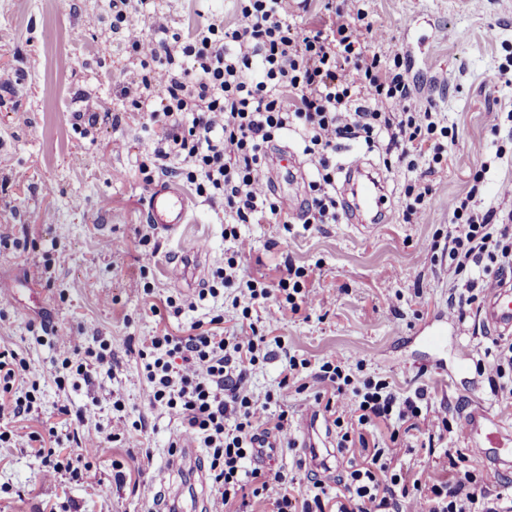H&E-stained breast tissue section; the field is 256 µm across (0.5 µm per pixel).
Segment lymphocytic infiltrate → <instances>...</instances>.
I'll use <instances>...</instances> for the list:
<instances>
[{
	"mask_svg": "<svg viewBox=\"0 0 512 512\" xmlns=\"http://www.w3.org/2000/svg\"><path fill=\"white\" fill-rule=\"evenodd\" d=\"M318 19L301 23L309 0H237L239 21L232 26L207 18L192 34L168 33L145 43L132 21V0H112V31L129 53H149L147 74L120 89L147 123L160 125L148 163L140 171L152 184L153 170H175L200 195L222 197L225 238L236 241L208 289L219 295L232 289L251 304L276 302L298 312L309 293L300 283L302 268L285 264L276 284L245 275L240 260L249 244L239 227L256 217L279 224H334L341 218L336 195V148L344 140L363 141L404 165L409 179L402 220L421 223L432 194V176L444 169L446 144L454 126L435 107L412 105L416 88L410 69L386 30L374 26L361 0H323ZM377 52H370V45ZM298 132L303 152L314 163L315 179L299 206H288L266 188L267 151L277 137ZM432 144L423 156V144ZM453 226L443 249L463 284L448 298L449 309L466 320L490 274L512 270V226L496 221L494 210L479 211L473 194L454 199ZM269 340L254 323L224 334L217 327L191 325L184 336L164 332L149 337L138 351L150 403L180 421V433L206 450L211 487L222 512H249L250 498L273 494V512H404L415 497L420 512H512V495H488L474 468L471 452L450 456L451 480L426 487L408 485L392 464L393 451L370 445L367 433L377 424L401 428L417 421L429 404L426 388L399 397L388 381L367 379L354 386L342 361L321 365L314 378L330 388L321 407L324 421L336 428V449L347 456L338 492L328 498L324 483L312 491H293L294 477L282 470L248 469L258 437L280 447L296 443L282 397L256 393L251 379L269 355ZM112 344L98 337L96 346L68 351L61 365L73 380L91 383L94 374L111 372ZM25 365L15 353L0 352V416L16 420L31 415L33 392L16 396L12 384ZM38 453L49 477L78 478L89 465L80 453L62 455L61 438L48 426Z\"/></svg>",
	"mask_w": 512,
	"mask_h": 512,
	"instance_id": "1",
	"label": "lymphocytic infiltrate"
}]
</instances>
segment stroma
<instances>
[{
  "mask_svg": "<svg viewBox=\"0 0 512 512\" xmlns=\"http://www.w3.org/2000/svg\"><path fill=\"white\" fill-rule=\"evenodd\" d=\"M375 26L388 30L409 53L417 73H428L427 90L414 106L436 104L458 128L448 148L447 167L433 183L423 223L293 225L284 230L269 219L240 227L252 245L245 274L275 279L285 260L307 272L312 302L299 313L259 308L260 327L281 337L288 351L312 367L343 360L356 381L387 379L399 393L427 387L433 405L417 430L400 435L395 465L426 483L446 480L445 451L468 447L459 430L445 431L441 403L485 409L512 433V396L494 391L488 369L498 338L473 323L448 321L444 362L455 349L471 353L470 377L430 368L434 351L422 337L436 314H447L448 297L459 283L448 258L431 251L444 240L449 205L474 186L482 173L480 210L512 211V83L498 71L512 53V0H366ZM237 21L234 0H148L134 23L154 37L153 17L185 32L200 13ZM438 66L426 71L425 59ZM139 71L112 32L109 0H0V73L18 78L0 86V350L24 358L28 370L19 388L38 384V409L24 422L28 433L55 422L59 434L77 426L75 411L96 408L85 423L82 452L90 469L79 481L42 480V463L27 435L0 446V512H159L158 494L190 487V476L166 466L168 446L180 429L176 416L151 406L137 350L161 331L180 335L197 321L223 316L225 331L237 330L238 312L228 294L202 298L203 288L222 268L233 244L224 238V202L198 195L177 179L189 202V224L179 236L153 234L158 252L141 276L140 232L149 226L143 211L147 190L138 166L149 158L160 127L144 128L126 112L119 85ZM122 114L120 125L101 122L88 135L72 127L71 114L85 105ZM484 144V153L474 145ZM361 160L366 171L383 174L392 212L404 203L402 169H385L377 152L347 141L336 150L338 165ZM204 246L199 284L190 288L173 276L182 251ZM51 266V279L41 278ZM147 278L153 292L135 286ZM174 296L180 312L166 308ZM159 313H152V306ZM56 329L59 343L41 338V322ZM103 335L112 343V375H95L93 385L59 389L46 369L64 347L88 346ZM146 424L139 432L119 421L112 394ZM70 415H60V406ZM139 473L151 495L135 492Z\"/></svg>",
  "mask_w": 512,
  "mask_h": 512,
  "instance_id": "1",
  "label": "stroma"
}]
</instances>
